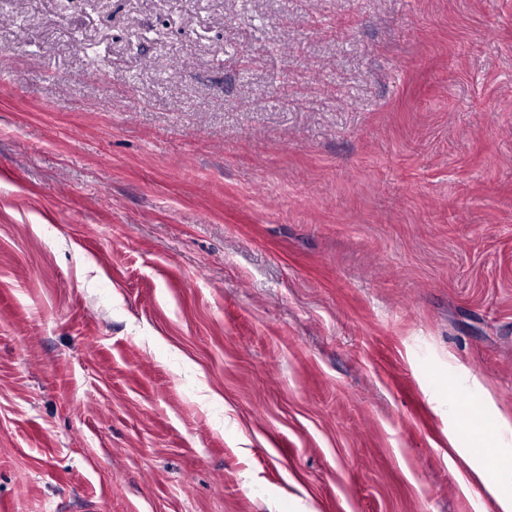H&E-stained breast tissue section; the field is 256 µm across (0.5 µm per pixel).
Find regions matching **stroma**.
<instances>
[{"mask_svg":"<svg viewBox=\"0 0 512 512\" xmlns=\"http://www.w3.org/2000/svg\"><path fill=\"white\" fill-rule=\"evenodd\" d=\"M512 0H6L0 512H502ZM502 437V427L492 433L493 446L484 448L482 457L487 466L474 469L486 490L493 495L503 509L512 510V453L511 448H497Z\"/></svg>","mask_w":512,"mask_h":512,"instance_id":"1","label":"stroma"}]
</instances>
